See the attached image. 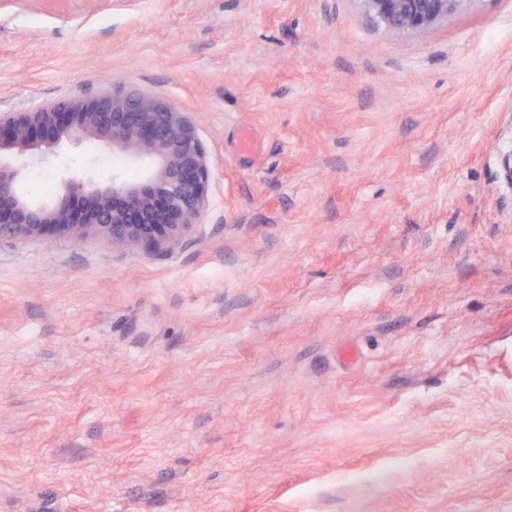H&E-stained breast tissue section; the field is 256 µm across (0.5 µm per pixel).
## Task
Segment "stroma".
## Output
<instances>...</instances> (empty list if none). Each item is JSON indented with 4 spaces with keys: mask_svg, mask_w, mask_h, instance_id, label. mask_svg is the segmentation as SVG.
<instances>
[{
    "mask_svg": "<svg viewBox=\"0 0 512 512\" xmlns=\"http://www.w3.org/2000/svg\"><path fill=\"white\" fill-rule=\"evenodd\" d=\"M114 81L196 121L209 204L0 238V512H512V0H0V113ZM49 154L30 197L147 164ZM366 9L389 27L400 31L429 28L465 0H363Z\"/></svg>",
    "mask_w": 512,
    "mask_h": 512,
    "instance_id": "1",
    "label": "stroma"
}]
</instances>
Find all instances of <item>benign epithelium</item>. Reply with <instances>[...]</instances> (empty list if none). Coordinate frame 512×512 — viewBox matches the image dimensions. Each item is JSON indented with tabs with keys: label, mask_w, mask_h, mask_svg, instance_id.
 <instances>
[{
	"label": "benign epithelium",
	"mask_w": 512,
	"mask_h": 512,
	"mask_svg": "<svg viewBox=\"0 0 512 512\" xmlns=\"http://www.w3.org/2000/svg\"><path fill=\"white\" fill-rule=\"evenodd\" d=\"M366 9L400 31L429 28L465 0H363ZM90 134L106 150H138L156 173L130 181L119 175L102 186L85 176L61 179L53 208L21 198L14 185L24 165L0 157V236H25L51 227L81 243L91 232L114 246H176L206 209L209 166L197 127L170 102L114 87L96 98L49 102L31 112L0 113V151L22 155L41 143Z\"/></svg>",
	"instance_id": "1"
}]
</instances>
